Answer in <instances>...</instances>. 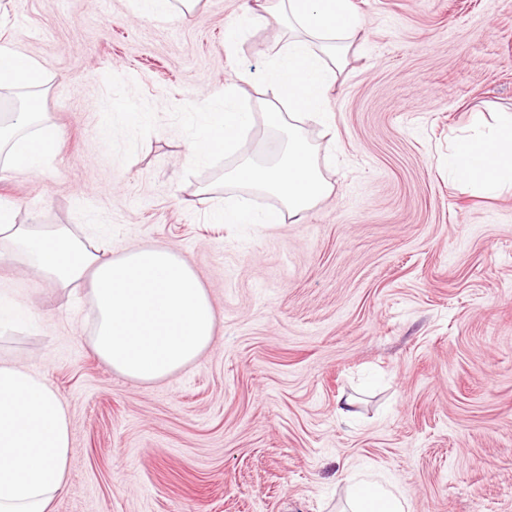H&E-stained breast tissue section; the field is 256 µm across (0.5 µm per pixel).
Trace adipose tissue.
Listing matches in <instances>:
<instances>
[{"instance_id": "1", "label": "adipose tissue", "mask_w": 512, "mask_h": 512, "mask_svg": "<svg viewBox=\"0 0 512 512\" xmlns=\"http://www.w3.org/2000/svg\"><path fill=\"white\" fill-rule=\"evenodd\" d=\"M288 17L293 36L269 61L261 78L265 119L286 129L281 159L264 166L245 162L230 180L279 197L278 209H254L231 200L215 205L217 224H281L302 218L330 186L316 152L287 115L321 122L324 104L346 62L349 40L361 26L348 0H277L248 8L246 21L264 25ZM44 73L32 58L0 46V88L42 84ZM287 102L280 111L279 102ZM232 90L215 99L201 115V132L190 142L192 162L235 147L252 125ZM57 131L36 100L13 113L0 130L7 160L1 173H25L51 160ZM452 179L477 190L498 191L512 182V116L500 119L486 135L465 138L448 153ZM20 262L57 287L84 282L96 311L89 336L95 355L114 372L150 383L196 361L208 348L216 316L208 293L190 262L164 247H135L112 257L105 242L87 245L68 229L14 224L0 205V266ZM71 419L66 405L40 376L0 361V512H50L69 466ZM407 501L376 479H347L340 512H409Z\"/></svg>"}]
</instances>
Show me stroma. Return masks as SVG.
I'll return each instance as SVG.
<instances>
[{"instance_id":"obj_1","label":"stroma","mask_w":512,"mask_h":512,"mask_svg":"<svg viewBox=\"0 0 512 512\" xmlns=\"http://www.w3.org/2000/svg\"><path fill=\"white\" fill-rule=\"evenodd\" d=\"M350 2L362 29L331 125L300 124L332 190L268 225L210 208L280 204L227 175L286 146L258 79L287 24H244L247 0L180 2L163 21L132 0H0V46L41 64L59 132L39 172L0 180L14 223L116 257L172 248L217 317L197 361L141 384L90 348L83 286L0 268V300L35 316L0 328V361L40 375L71 419L51 512H336L355 472L381 473L411 512H512V190L448 177L449 149L512 113V0ZM234 83L254 125L190 164L201 112ZM126 105L149 122L129 126Z\"/></svg>"}]
</instances>
